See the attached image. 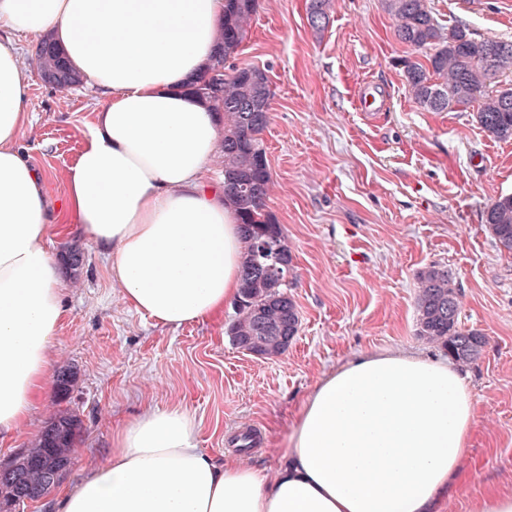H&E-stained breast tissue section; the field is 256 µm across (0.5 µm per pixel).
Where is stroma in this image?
<instances>
[{
    "instance_id": "1",
    "label": "stroma",
    "mask_w": 512,
    "mask_h": 512,
    "mask_svg": "<svg viewBox=\"0 0 512 512\" xmlns=\"http://www.w3.org/2000/svg\"><path fill=\"white\" fill-rule=\"evenodd\" d=\"M428 4L442 24L464 25L475 39H512V0ZM21 46L31 121L20 145L59 202L101 100L85 85L44 83L36 42ZM415 56L397 40L383 0H332L321 32L308 23L306 0H258L230 63L265 69L273 90L262 134L273 180L267 209L292 251L287 291L300 313L297 336L284 354L264 359L232 344L235 306L220 321L159 324L125 303L109 254L76 232L53 236L66 316L52 370L73 369L75 379L67 401L49 391L20 429L0 437V461L30 447L67 404L82 430L64 489L144 407L178 405L216 462L273 472L299 407L330 371L362 352L446 359L416 334L417 274L437 264L456 277L462 328L486 338L481 357L458 368L477 424L465 478L439 512H468L489 488L512 491V253L497 249L485 222L487 206L512 194V140L482 132L473 106L430 112L414 103L402 62ZM367 83L386 98V111H359ZM74 250L82 254L76 267L67 262ZM245 431L252 447L234 442Z\"/></svg>"
}]
</instances>
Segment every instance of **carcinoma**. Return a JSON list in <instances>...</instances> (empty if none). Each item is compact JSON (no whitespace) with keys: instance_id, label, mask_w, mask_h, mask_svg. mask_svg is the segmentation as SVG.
Instances as JSON below:
<instances>
[{"instance_id":"carcinoma-1","label":"carcinoma","mask_w":512,"mask_h":512,"mask_svg":"<svg viewBox=\"0 0 512 512\" xmlns=\"http://www.w3.org/2000/svg\"><path fill=\"white\" fill-rule=\"evenodd\" d=\"M396 20V37L415 51L425 53L428 65L406 59L404 76L409 93L420 106L448 110V103L466 106L479 102L474 119L487 135L512 139V41L471 37L469 29L443 26L427 0H385ZM330 0H308L307 19L321 31L329 19ZM257 0H227L224 26L209 74L195 86L196 93L224 113L220 141L224 157V192L237 212L245 259L240 272L237 317L228 329L233 344L250 354L268 359L283 354L288 341L297 336L299 311L288 295V268L284 257L292 256L281 225L266 210L272 188L270 168L259 163L266 153L262 133L270 120V80L255 66L233 67L221 74L220 88L204 91L212 83L211 71L228 61L243 42L256 14ZM38 69L58 88L80 83L58 48L50 40L37 50ZM485 223L499 250L512 253V194L501 195L487 207ZM416 335L444 349L458 363L476 360L486 344L477 330H464L459 323L460 293L448 268L430 265L417 275ZM81 421L69 409L56 412L48 427L16 464L26 476V487L39 497L55 485L46 471L32 462L53 458L72 464V448Z\"/></svg>"}]
</instances>
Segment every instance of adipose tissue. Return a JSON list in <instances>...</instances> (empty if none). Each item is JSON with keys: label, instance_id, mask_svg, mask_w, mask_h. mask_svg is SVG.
<instances>
[{"label": "adipose tissue", "instance_id": "1", "mask_svg": "<svg viewBox=\"0 0 512 512\" xmlns=\"http://www.w3.org/2000/svg\"><path fill=\"white\" fill-rule=\"evenodd\" d=\"M225 0H0V436L46 390L66 316L47 242L67 216L111 257L131 309L179 327L237 300L235 208L208 181L221 114L190 89ZM52 37L106 104L55 206L20 147L30 121L18 37ZM476 409L446 362L362 353L302 403L274 475L218 465L194 417L150 408L119 428L56 512H437L463 477Z\"/></svg>", "mask_w": 512, "mask_h": 512}]
</instances>
